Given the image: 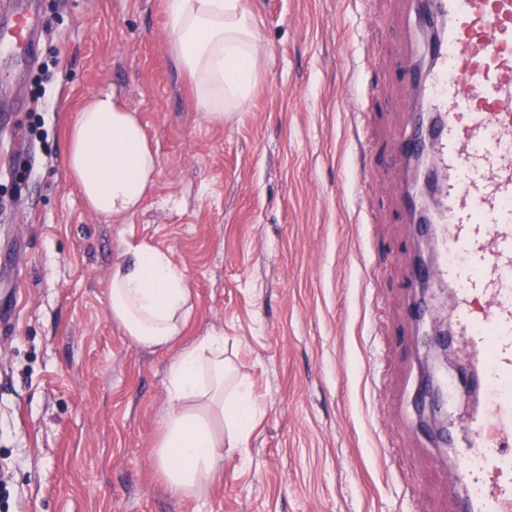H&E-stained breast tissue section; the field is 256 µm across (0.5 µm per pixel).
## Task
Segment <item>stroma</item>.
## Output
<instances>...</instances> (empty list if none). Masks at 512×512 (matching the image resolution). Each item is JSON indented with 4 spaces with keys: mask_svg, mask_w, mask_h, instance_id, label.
Masks as SVG:
<instances>
[{
    "mask_svg": "<svg viewBox=\"0 0 512 512\" xmlns=\"http://www.w3.org/2000/svg\"><path fill=\"white\" fill-rule=\"evenodd\" d=\"M250 3L265 66L220 125L173 63L165 0H33L36 60H0V512H455L458 450L416 430L417 241L388 140L415 104L392 70L408 0ZM96 94L139 113L160 160L119 223L86 208L64 166ZM138 244L188 277L184 341L223 333L251 390L248 439L202 500L171 493L153 457L174 350L141 349L106 313L112 265ZM417 484L428 495L407 496Z\"/></svg>",
    "mask_w": 512,
    "mask_h": 512,
    "instance_id": "stroma-1",
    "label": "stroma"
}]
</instances>
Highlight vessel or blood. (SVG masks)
<instances>
[{"mask_svg":"<svg viewBox=\"0 0 512 512\" xmlns=\"http://www.w3.org/2000/svg\"><path fill=\"white\" fill-rule=\"evenodd\" d=\"M39 20L17 13L0 28V57L29 58ZM439 29L424 66L402 71L418 102L393 137L397 164L429 146L439 209L417 234L436 243L435 268L412 266V282L458 293L448 319L488 403L459 432L466 442L449 489L471 487L470 512H512V0H411L404 52Z\"/></svg>","mask_w":512,"mask_h":512,"instance_id":"1","label":"vessel or blood"}]
</instances>
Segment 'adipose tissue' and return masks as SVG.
Instances as JSON below:
<instances>
[{"mask_svg": "<svg viewBox=\"0 0 512 512\" xmlns=\"http://www.w3.org/2000/svg\"><path fill=\"white\" fill-rule=\"evenodd\" d=\"M170 52L188 75L205 117L240 114L261 76L264 44L249 0H166ZM65 166L96 214L134 215L154 187L160 161L138 113L117 96L92 97L71 125ZM193 308L187 277L165 253L126 249L112 266L106 311L139 347L175 349L167 407L154 450L158 473L175 494L204 497L224 451L245 438L253 403L247 383L224 357V337L182 343Z\"/></svg>", "mask_w": 512, "mask_h": 512, "instance_id": "ef3b65f1", "label": "adipose tissue"}]
</instances>
